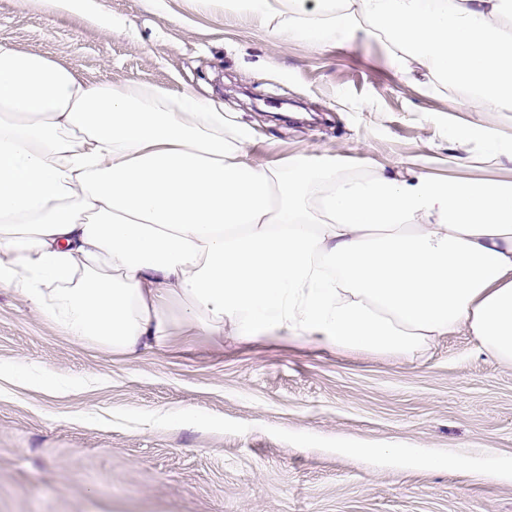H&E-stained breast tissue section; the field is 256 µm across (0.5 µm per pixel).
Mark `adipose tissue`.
I'll use <instances>...</instances> for the list:
<instances>
[{
    "instance_id": "ef3b65f1",
    "label": "adipose tissue",
    "mask_w": 512,
    "mask_h": 512,
    "mask_svg": "<svg viewBox=\"0 0 512 512\" xmlns=\"http://www.w3.org/2000/svg\"><path fill=\"white\" fill-rule=\"evenodd\" d=\"M319 48L359 29L458 111L512 112V0H227ZM457 165L512 134L457 125ZM193 91L87 83L0 47V287L78 345L130 359L175 332L426 357L462 332L512 364V180L257 163Z\"/></svg>"
}]
</instances>
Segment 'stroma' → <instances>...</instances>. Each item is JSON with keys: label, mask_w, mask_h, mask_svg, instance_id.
Returning a JSON list of instances; mask_svg holds the SVG:
<instances>
[{"label": "stroma", "mask_w": 512, "mask_h": 512, "mask_svg": "<svg viewBox=\"0 0 512 512\" xmlns=\"http://www.w3.org/2000/svg\"><path fill=\"white\" fill-rule=\"evenodd\" d=\"M94 14L0 0V46L44 54L92 84L190 88L252 127L261 162L510 178L482 144L449 157L462 121L512 131V112H460L455 92L396 72L381 36L313 49L224 0H95ZM0 512H512V478L438 472L416 449L512 467V366L469 336L423 362L200 335L137 360L73 345L0 288ZM189 409L196 421L173 424ZM389 442L407 453L382 454Z\"/></svg>", "instance_id": "obj_1"}]
</instances>
